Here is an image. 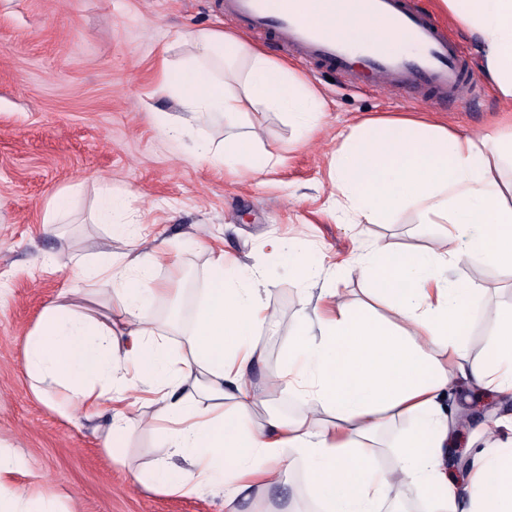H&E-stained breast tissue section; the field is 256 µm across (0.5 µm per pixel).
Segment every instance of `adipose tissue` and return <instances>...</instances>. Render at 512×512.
Instances as JSON below:
<instances>
[{"label": "adipose tissue", "mask_w": 512, "mask_h": 512, "mask_svg": "<svg viewBox=\"0 0 512 512\" xmlns=\"http://www.w3.org/2000/svg\"><path fill=\"white\" fill-rule=\"evenodd\" d=\"M480 47V70L512 112V0H440ZM337 35L351 43L378 35L384 48L411 50L405 34L376 31L352 13H337ZM180 67L162 62V80L178 114H163L173 135H187L196 159L246 165L264 173L280 162L278 149L254 144L246 128L251 109L282 113L302 131L315 129L325 104L318 91L262 48L223 31H201ZM246 62L242 92L224 83V68ZM224 121L212 144L203 126ZM512 162V125L480 135L452 133L420 117L365 119L351 126L330 164L341 198L336 206L359 224L396 220L406 207L421 223L441 225L424 251L372 247L349 259L347 273L371 285L391 318L356 307L337 289H324L314 309H300L284 370L273 384L294 392L302 411H253L263 390L252 370L264 352L259 338L276 317L267 304L270 283L260 266L224 277L223 250L210 249V285L193 315L186 345L171 352L157 331L156 305L182 296L157 280L153 268L168 255L107 252L84 268L88 278L113 284L110 314L77 308L68 293L48 304L25 341V368L35 393L53 389L69 412L93 416L109 404L104 444L116 448L134 427L129 411L148 406L156 458L138 482L167 494L192 497L224 492V512H239L242 492L265 493L283 484L289 454L307 465V488L320 512H382L396 488H424V512H512V419L485 425L491 439L472 458L470 478L458 485L446 457L456 423L446 397L458 383L512 394V306L497 313L495 338L483 360L471 363L465 344L473 288L448 269L481 256L512 286V182L499 164ZM406 417L412 428L396 464L378 460V435L387 420ZM184 466H177V459ZM23 462L0 449V512H52L19 481Z\"/></svg>", "instance_id": "ef3b65f1"}]
</instances>
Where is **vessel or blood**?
<instances>
[{"label": "vessel or blood", "mask_w": 512, "mask_h": 512, "mask_svg": "<svg viewBox=\"0 0 512 512\" xmlns=\"http://www.w3.org/2000/svg\"><path fill=\"white\" fill-rule=\"evenodd\" d=\"M354 6L362 17L413 39L418 53L385 55L371 43L353 48L332 34L317 13L316 0H283L275 12L267 0L223 2L225 15L248 31L273 35L304 62L338 71L351 84L405 94L428 106L467 104L470 80L444 24L419 10L413 0H355Z\"/></svg>", "instance_id": "obj_1"}]
</instances>
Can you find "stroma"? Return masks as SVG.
I'll return each mask as SVG.
<instances>
[{
  "instance_id": "35a3bbf8",
  "label": "stroma",
  "mask_w": 512,
  "mask_h": 512,
  "mask_svg": "<svg viewBox=\"0 0 512 512\" xmlns=\"http://www.w3.org/2000/svg\"><path fill=\"white\" fill-rule=\"evenodd\" d=\"M419 7L449 23L466 53L473 82L467 106L427 109L408 97L360 88L342 77L326 79L307 64L299 69L321 94V126L305 135L280 113L261 108L250 115L255 142L277 146L280 164L269 173H230L190 158L164 130L160 113L178 110L161 87L156 61L167 54L179 63L193 52L192 34L205 29L238 32L226 21L221 0H0V445L27 463L25 481L53 499L60 512H224L222 496L181 497L137 484L134 473L155 458L154 436L144 427L123 441L125 460L114 462L103 443L109 409L99 417L63 416L32 392L23 346L43 308L76 289V302L101 309L110 281L81 282L78 267L104 252L124 249L109 225L97 223L101 188L123 194L122 219L142 225L150 239L167 240L185 276L183 304H192L207 284L208 253L199 238L214 239L241 264H260L272 280L267 299L280 318L260 337L265 360L254 380L274 378L291 342L289 327L301 298L316 299L335 288L352 302L365 300V283L341 268L357 246L422 249L439 225L420 223L406 209L393 224H343L336 217V189L329 174L340 133L363 118L428 114L449 129L481 134L497 129L502 105L479 70L476 44L439 5ZM66 195L67 209L54 223L46 216ZM305 234L315 282H303L279 253L265 244L276 236ZM475 290L473 331L467 346L479 359L496 329L498 309L512 305L497 267L476 256L449 272ZM448 412L464 417L449 468L462 473L476 444L474 427L490 416L512 413V399L480 389L452 395ZM306 467L290 457L285 481L269 496L241 498V512H316L307 494Z\"/></svg>"
}]
</instances>
